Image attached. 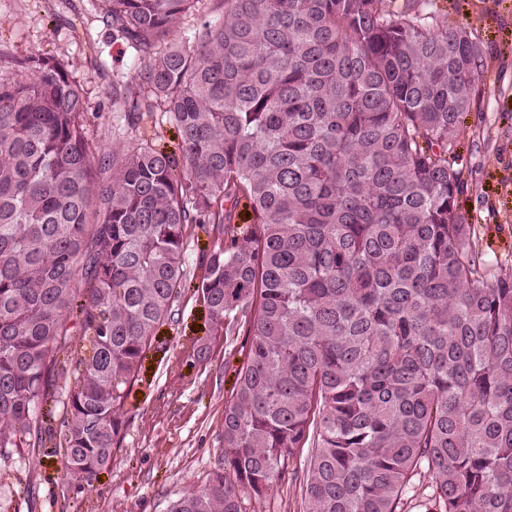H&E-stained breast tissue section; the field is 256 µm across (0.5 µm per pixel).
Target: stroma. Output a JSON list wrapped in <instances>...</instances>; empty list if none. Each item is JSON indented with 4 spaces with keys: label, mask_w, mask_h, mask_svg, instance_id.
<instances>
[{
    "label": "stroma",
    "mask_w": 512,
    "mask_h": 512,
    "mask_svg": "<svg viewBox=\"0 0 512 512\" xmlns=\"http://www.w3.org/2000/svg\"><path fill=\"white\" fill-rule=\"evenodd\" d=\"M449 24L465 28L484 62L452 158L468 189L459 198L471 242L492 275L512 272V0H436ZM43 53L63 60L87 101L92 147L119 148L140 138L178 153L176 127L160 112L131 130L110 131L113 72L132 67L123 40L113 38L87 0H0V72L14 60ZM123 405L128 420L112 463L90 489L61 492V461L27 454L0 464V505L31 503L32 512H167L171 502L202 485L221 452L224 407L248 361L250 336L210 333L202 303L185 299L173 322L158 330ZM208 354L196 360L197 340ZM246 512H300L299 485L281 479Z\"/></svg>",
    "instance_id": "1"
}]
</instances>
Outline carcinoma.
Masks as SVG:
<instances>
[{"instance_id":"obj_1","label":"carcinoma","mask_w":512,"mask_h":512,"mask_svg":"<svg viewBox=\"0 0 512 512\" xmlns=\"http://www.w3.org/2000/svg\"><path fill=\"white\" fill-rule=\"evenodd\" d=\"M102 10L135 59L112 122L159 110L181 156L94 151L59 61L0 73V461L57 436L64 484H92L189 294L251 346L219 463L168 512H246L298 448L303 512H402L418 475L426 512H512V274L479 261L448 161L483 67L469 33L435 0ZM190 224L219 233L194 284Z\"/></svg>"}]
</instances>
